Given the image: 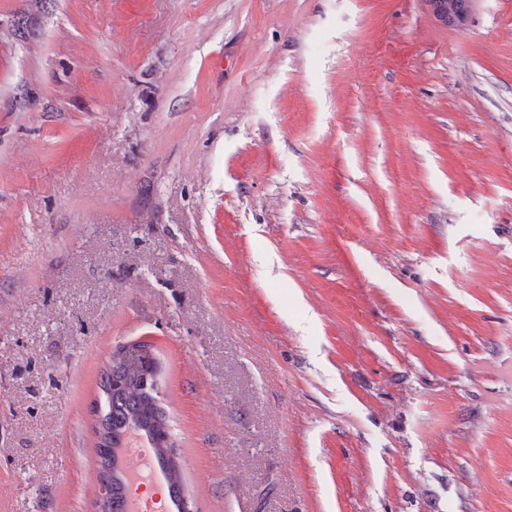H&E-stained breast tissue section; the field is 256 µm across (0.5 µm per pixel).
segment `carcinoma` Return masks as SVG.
I'll return each mask as SVG.
<instances>
[{"instance_id":"cac0c4a2","label":"carcinoma","mask_w":512,"mask_h":512,"mask_svg":"<svg viewBox=\"0 0 512 512\" xmlns=\"http://www.w3.org/2000/svg\"><path fill=\"white\" fill-rule=\"evenodd\" d=\"M156 373V361L150 355L147 362L139 365L112 360L100 376L102 411L96 414L94 430L97 435V480L103 479L104 471H112L108 512H125L126 486L119 449L130 426H136L151 439L157 434H170L168 417L158 396L157 384L153 382ZM156 460L160 468L168 469L170 497L178 499L184 484L177 457L167 455L164 447L156 449Z\"/></svg>"}]
</instances>
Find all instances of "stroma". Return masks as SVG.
I'll return each mask as SVG.
<instances>
[{
	"instance_id": "obj_1",
	"label": "stroma",
	"mask_w": 512,
	"mask_h": 512,
	"mask_svg": "<svg viewBox=\"0 0 512 512\" xmlns=\"http://www.w3.org/2000/svg\"><path fill=\"white\" fill-rule=\"evenodd\" d=\"M140 341L196 512H512V0H0V512ZM429 12L444 26L463 30L474 0H424Z\"/></svg>"
}]
</instances>
